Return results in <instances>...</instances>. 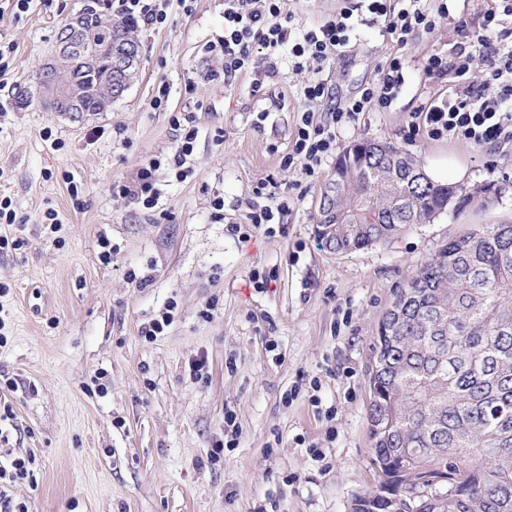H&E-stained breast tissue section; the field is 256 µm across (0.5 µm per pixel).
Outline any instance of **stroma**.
I'll list each match as a JSON object with an SVG mask.
<instances>
[{
	"label": "stroma",
	"mask_w": 512,
	"mask_h": 512,
	"mask_svg": "<svg viewBox=\"0 0 512 512\" xmlns=\"http://www.w3.org/2000/svg\"><path fill=\"white\" fill-rule=\"evenodd\" d=\"M358 3L282 0L295 39L354 5L361 23L351 51L296 71L288 50L259 48L253 69L224 85L198 77L217 65L203 47L224 33V0H172L165 27L138 32V73L123 97L110 111L72 118L18 99L16 89L54 60L58 29L80 0H35L22 18L0 17V41L16 48L0 77V103L11 108L0 121V196L19 217L0 224V235L23 242L0 253V283L9 288L0 297L8 339L0 347V460L32 458L29 477L0 482V494L28 512H350L355 496L376 490L367 415L379 324L395 291L445 241L477 224H512V146L492 152L406 137L413 114L451 83L426 75L428 57L469 49L458 21L479 34L492 0H456L452 17L401 43ZM392 55L404 63L396 99L344 126L338 149L368 138L422 163L452 157L467 192L490 183L504 192L337 253L317 237L335 159L312 176L282 159L301 111L323 119L358 97ZM313 76L328 94L311 104L302 87ZM163 85L169 97L157 110L151 102ZM178 112L199 127L192 174H161L155 209L113 195V181L133 180L150 158L171 154ZM267 177L292 198L288 233L240 242L226 227L245 223ZM217 195L220 224L210 217ZM49 209L61 223L52 237L40 223ZM255 269L276 271V281L250 286ZM131 270L150 276L149 285L130 284ZM172 301V325L146 341L141 327ZM196 356L208 361L199 376L189 366ZM228 411L231 448L223 445Z\"/></svg>",
	"instance_id": "obj_1"
}]
</instances>
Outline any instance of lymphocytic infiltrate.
Wrapping results in <instances>:
<instances>
[{"instance_id": "lymphocytic-infiltrate-1", "label": "lymphocytic infiltrate", "mask_w": 512, "mask_h": 512, "mask_svg": "<svg viewBox=\"0 0 512 512\" xmlns=\"http://www.w3.org/2000/svg\"><path fill=\"white\" fill-rule=\"evenodd\" d=\"M365 2L373 18L388 19L390 34L401 42L412 32L434 30L437 17L450 13L447 0H433L434 6L430 9L423 6L422 0ZM280 3L281 0H224V34L204 46L206 53L218 62L216 68L206 72L208 81L223 83L246 69L257 45L272 54L289 48L298 71L346 52L355 29L352 8H343L336 18L309 30L301 41L292 44L288 41V18ZM111 8L114 14L128 18L141 29H154L168 20L167 0H112ZM482 28L475 49L488 62L486 79L479 84L468 80L473 55L459 53L450 61L437 54L430 55L425 68L427 76L440 78L451 74L455 82L449 86L446 98L430 104L422 118L412 119L408 125L409 136L445 137L492 150L512 143V0H495L494 7L483 16ZM403 81L402 59L393 55L379 67L375 80L358 99L330 112L321 121L314 120L310 112H303L285 157V166L299 164L307 174H314L335 152L339 129L371 107L389 108ZM170 121L176 131L173 155L164 160H148L138 170L133 184L114 182L113 192L153 209L161 198L157 178L160 168H168L178 179L187 176L199 129L189 116L174 115ZM269 186L266 180L257 184L254 190L257 202L247 215L246 225H230L231 235L245 242L254 229L267 233L275 229L286 232L284 219L290 210V201L287 195L270 191Z\"/></svg>"}]
</instances>
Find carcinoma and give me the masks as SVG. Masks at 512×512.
<instances>
[{
    "label": "carcinoma",
    "instance_id": "obj_1",
    "mask_svg": "<svg viewBox=\"0 0 512 512\" xmlns=\"http://www.w3.org/2000/svg\"><path fill=\"white\" fill-rule=\"evenodd\" d=\"M80 17L91 39L85 55L64 64L82 92L83 111L95 115L112 107L111 64L99 48L116 34L136 41L135 26L87 6ZM49 77H27L20 96L43 93ZM364 144V156L331 205L348 208L356 196L373 194L378 183L420 171L416 158L395 146L396 159L388 161L378 154L377 141ZM410 194L403 211L379 205L376 224L364 220L339 229L321 220L318 236L343 253L426 223L450 203L461 210L472 202L463 189L427 177ZM394 302L399 317L393 335L399 341L380 332L372 347L384 366L375 378L377 396L368 420L391 416L399 432L374 442V465L386 471L407 467L416 480L444 478V497L425 483L396 485L394 494L405 501L409 490L418 492L417 510L404 512H512V224H477L441 245L398 289ZM389 510L377 490L355 497L350 507V512Z\"/></svg>",
    "mask_w": 512,
    "mask_h": 512
}]
</instances>
